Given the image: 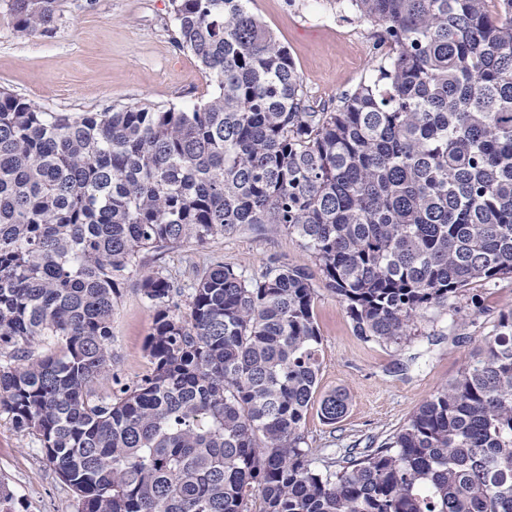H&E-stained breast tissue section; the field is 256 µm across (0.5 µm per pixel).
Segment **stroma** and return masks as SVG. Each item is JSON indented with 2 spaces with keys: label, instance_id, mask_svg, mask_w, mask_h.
I'll use <instances>...</instances> for the list:
<instances>
[{
  "label": "stroma",
  "instance_id": "35a3bbf8",
  "mask_svg": "<svg viewBox=\"0 0 512 512\" xmlns=\"http://www.w3.org/2000/svg\"><path fill=\"white\" fill-rule=\"evenodd\" d=\"M250 12L292 57L309 100L335 104L369 81L382 58L373 29L328 0H250ZM170 0H60L55 22L18 37L0 0V89L48 112H112L134 105L185 107L214 91L201 64L176 43ZM223 258L247 277L283 263L312 267L296 235L271 224L244 227L207 244L149 251L145 260L189 290L196 267ZM314 313L322 337L319 394L350 395L336 424L310 409L304 424L314 457L341 458L346 449L376 447L392 436L437 389L455 378L480 339L494 335L512 310V277L473 284L417 321V336L399 344L367 342L334 292L314 277ZM155 309L130 276L112 314L113 368L122 382L150 372L144 350ZM0 480L19 512H77L73 492L55 473L35 439L0 414Z\"/></svg>",
  "mask_w": 512,
  "mask_h": 512
}]
</instances>
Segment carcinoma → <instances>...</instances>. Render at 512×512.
Listing matches in <instances>:
<instances>
[{
	"mask_svg": "<svg viewBox=\"0 0 512 512\" xmlns=\"http://www.w3.org/2000/svg\"><path fill=\"white\" fill-rule=\"evenodd\" d=\"M7 2L21 37L59 11ZM247 2L171 0L178 46L215 86L204 102L46 112L0 89V413L78 512H512V311L387 441L318 467L302 431L321 368L310 273L212 260L183 316L143 261L281 226L356 335L383 344L512 276V0H328L389 51L319 109ZM130 275L155 308L152 369L131 386L112 369ZM348 407L342 389L319 401L328 424Z\"/></svg>",
	"mask_w": 512,
	"mask_h": 512,
	"instance_id": "1",
	"label": "carcinoma"
}]
</instances>
